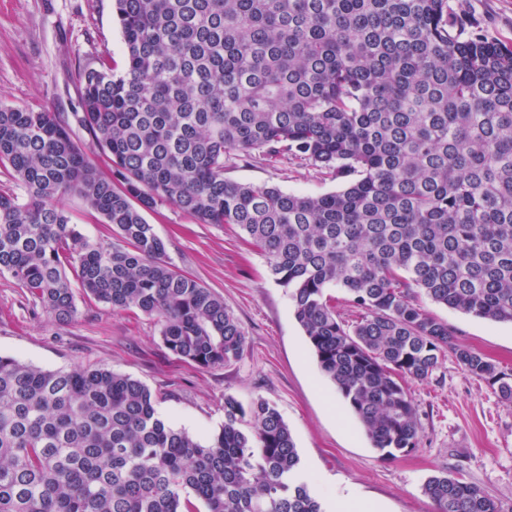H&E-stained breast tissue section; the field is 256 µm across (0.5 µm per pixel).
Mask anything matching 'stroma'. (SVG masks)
<instances>
[{
    "label": "stroma",
    "mask_w": 512,
    "mask_h": 512,
    "mask_svg": "<svg viewBox=\"0 0 512 512\" xmlns=\"http://www.w3.org/2000/svg\"><path fill=\"white\" fill-rule=\"evenodd\" d=\"M489 37L512 44V0H449ZM126 49L112 0H0V103L70 117L74 139L104 163L77 121L81 74L108 60L122 72ZM237 183H267L321 195L341 188L333 174L301 160L271 165L261 158L228 163ZM174 269L197 277L224 300L246 336L242 358L201 368L163 345L155 319L115 310L75 291L74 320L59 324L6 273H0V354L44 369L108 368L145 383L159 416L207 438L224 423V399L261 397L287 422L300 472L324 512L337 495L374 503L376 512H434L423 493L432 475L450 474L482 487L500 512H512V404L495 387L445 357L424 382L407 381L419 414L420 442L407 454L381 458L334 384L321 372L295 319L286 288L270 276L265 255L229 224H199L163 204L145 212ZM459 342L512 371V324L426 302Z\"/></svg>",
    "instance_id": "35a3bbf8"
}]
</instances>
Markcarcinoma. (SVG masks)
<instances>
[{
  "label": "carcinoma",
  "mask_w": 512,
  "mask_h": 512,
  "mask_svg": "<svg viewBox=\"0 0 512 512\" xmlns=\"http://www.w3.org/2000/svg\"><path fill=\"white\" fill-rule=\"evenodd\" d=\"M126 66L82 72L79 122L0 104V273L55 321L74 287L157 320L201 368L245 351L223 298L176 271L142 211L234 224L267 256L321 372L383 458L418 446L405 379L446 354L512 403V373L460 344L430 301L512 324V45L448 0H113ZM289 156L344 186L320 196L224 179L234 157ZM112 225L86 237L60 202ZM360 316L340 319L325 289ZM435 512H499L478 485L432 475ZM204 510H198L197 504ZM0 512H323L288 424L263 398L224 399L203 442L158 416L147 385L107 368L0 355Z\"/></svg>",
  "instance_id": "1"
}]
</instances>
